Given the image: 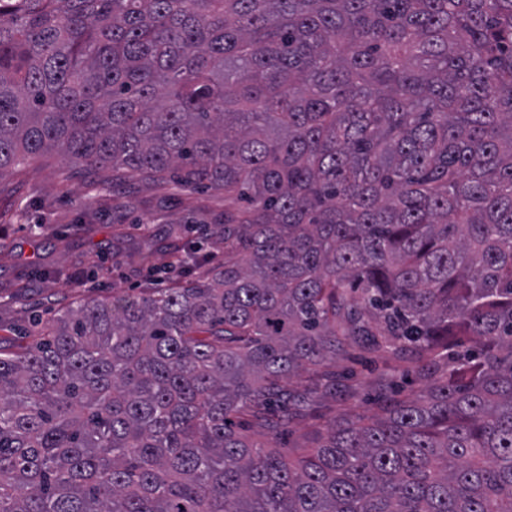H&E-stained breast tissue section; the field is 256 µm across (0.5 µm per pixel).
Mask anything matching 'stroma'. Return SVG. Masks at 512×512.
Segmentation results:
<instances>
[{
  "mask_svg": "<svg viewBox=\"0 0 512 512\" xmlns=\"http://www.w3.org/2000/svg\"><path fill=\"white\" fill-rule=\"evenodd\" d=\"M223 192L187 190L172 178H120L58 156L30 161L0 176V345L29 344L37 323L85 298L112 299L145 287L149 266L172 260L168 228L203 221L207 251L224 249ZM352 377L293 415L280 435L283 453L324 433L336 417L368 414L383 398L391 372L401 389L415 385L409 363L352 348Z\"/></svg>",
  "mask_w": 512,
  "mask_h": 512,
  "instance_id": "obj_1",
  "label": "stroma"
}]
</instances>
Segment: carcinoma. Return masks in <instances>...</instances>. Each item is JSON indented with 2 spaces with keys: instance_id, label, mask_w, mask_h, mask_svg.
I'll use <instances>...</instances> for the list:
<instances>
[{
  "instance_id": "obj_1",
  "label": "carcinoma",
  "mask_w": 512,
  "mask_h": 512,
  "mask_svg": "<svg viewBox=\"0 0 512 512\" xmlns=\"http://www.w3.org/2000/svg\"><path fill=\"white\" fill-rule=\"evenodd\" d=\"M52 153L249 206L0 349V512H512V0H0V176ZM354 342L420 391L233 426Z\"/></svg>"
}]
</instances>
